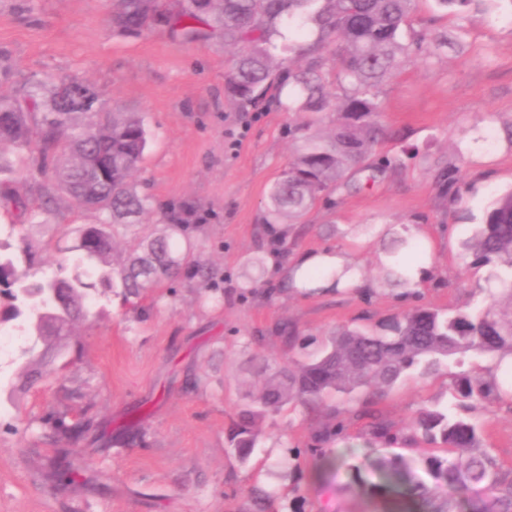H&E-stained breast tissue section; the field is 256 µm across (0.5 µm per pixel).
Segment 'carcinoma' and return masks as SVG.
<instances>
[{
	"instance_id": "obj_1",
	"label": "carcinoma",
	"mask_w": 512,
	"mask_h": 512,
	"mask_svg": "<svg viewBox=\"0 0 512 512\" xmlns=\"http://www.w3.org/2000/svg\"><path fill=\"white\" fill-rule=\"evenodd\" d=\"M444 15L462 14L476 0H431ZM419 0H112V25L127 34L163 26L194 39L202 29L218 33L235 50L225 77V94L242 106L280 102L272 91L288 88L285 110L300 119L293 126L295 150L288 168L270 187L262 218L271 238L270 252L281 256L296 245L303 223L318 203L337 204L331 195L347 187L346 177L367 168L381 173L401 165L398 157L372 159L388 137L381 122L382 82L418 55L439 49L427 26L411 28ZM288 42L278 46L283 29ZM315 30L312 41L305 39ZM336 88L331 92L330 88ZM336 116L326 130L320 117ZM0 142L37 149L54 159L53 185L74 201L94 208L99 219L77 232L76 273L71 278L29 281L14 258L0 252V285L11 299L7 318H22L34 341L21 377L30 384L42 375L46 358L70 335L72 322L86 315L82 279L86 264L111 265L114 235L110 227L152 211L154 202L139 193L131 178L142 162L148 132L136 112L105 110L90 84L61 78L29 83L20 95L0 92ZM23 160L0 157V199L23 204L11 193L12 176ZM156 235L137 240L117 269L101 275L122 289L125 302L140 298L178 278L186 265L202 287H210L212 269L194 252L186 235L187 218L172 208ZM470 266H491L498 288L481 305L441 312L414 306L379 331L342 326L325 337L304 362L253 366L256 392L239 412L228 438L240 460L259 447V420L287 404L305 415L323 412L327 420L311 435L309 452L316 472L343 465L327 454L349 427L361 424L369 442L382 448H413L424 442L446 455L406 459L382 455L374 462L379 480L363 484L386 512H512V468L504 469L482 444L478 423L462 418L450 405L425 407L396 423L379 408L385 391L414 372L429 374L441 364L475 358H512V190L486 211L467 246ZM378 261L381 282L405 286V264L421 261L426 250L416 240L397 237ZM274 332L288 350L299 341L293 322H278ZM456 395L470 401L512 399V381L489 382L462 376ZM79 469L62 458L51 477L62 486L79 484ZM277 491L256 487L244 512H269Z\"/></svg>"
}]
</instances>
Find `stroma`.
Wrapping results in <instances>:
<instances>
[{"mask_svg": "<svg viewBox=\"0 0 512 512\" xmlns=\"http://www.w3.org/2000/svg\"><path fill=\"white\" fill-rule=\"evenodd\" d=\"M111 17L112 0H0V92L72 78L140 113L150 140L134 184L158 210L116 228L113 256L121 258L135 236L161 222V207L192 205L203 228L190 238L224 298L204 299L187 272L133 305L88 274V312L72 326L63 371L27 390L13 386L25 340L16 321L1 322L0 335L13 341L0 348V512H242L249 489L263 482L279 489L276 512L294 501L304 512H379L349 471L369 467L381 453L360 429L333 448L346 467L320 479L306 451L314 423L300 411L267 416L263 442L248 461L239 460L228 437L251 389L254 359L288 356L275 323L292 321L319 338L341 326L386 321L412 303L440 310L481 303L491 269L466 268L463 244L495 198L512 188V0H477L467 19L436 17L430 0H420L413 26L431 22L448 45L394 71L381 88L382 120L393 136L380 151L408 150L411 158L373 180L351 173L352 192L305 218L298 250H351L373 288L368 295L355 288L270 296L261 288L239 297L240 275L272 277L271 258L259 248L260 218L290 159L294 117L275 106L244 112L226 97L231 55L221 37L189 41L165 29L126 35L113 29ZM448 163L459 169L454 203L435 181L438 165ZM43 167L30 157L13 183L28 208L40 211L39 223L0 205V243L18 262H30L32 278L69 277L76 231L97 214L51 191ZM410 224L426 233L433 258L412 302L381 284L376 266L383 231ZM258 333L262 344H248ZM484 367L469 359L407 377L380 408L400 421L446 404L459 371ZM468 416L482 424L484 446L512 465V408L494 402ZM61 420L83 422L81 437L59 435ZM292 448L301 452V469L280 476L276 465ZM65 449L85 487L46 478L49 462Z\"/></svg>", "mask_w": 512, "mask_h": 512, "instance_id": "stroma-1", "label": "stroma"}]
</instances>
